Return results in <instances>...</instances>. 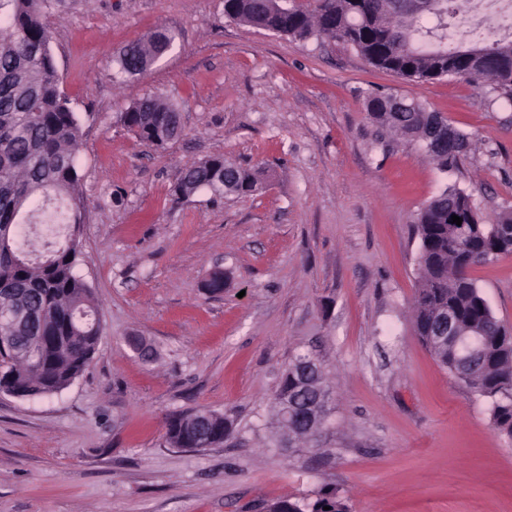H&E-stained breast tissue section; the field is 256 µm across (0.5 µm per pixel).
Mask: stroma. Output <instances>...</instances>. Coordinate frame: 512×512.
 Wrapping results in <instances>:
<instances>
[{
	"mask_svg": "<svg viewBox=\"0 0 512 512\" xmlns=\"http://www.w3.org/2000/svg\"><path fill=\"white\" fill-rule=\"evenodd\" d=\"M46 5L82 121L75 271L103 333L60 393L0 394V512H263L327 491L349 512H512V440L412 322L419 210L457 187L485 223L512 213V101L459 78L403 80L342 42L257 30L224 0ZM159 29L171 49L145 74L121 73V48ZM372 92L417 98L467 134L459 170L380 142ZM148 95L181 112L161 148L119 120ZM210 156L252 168L260 190L176 199L181 171ZM217 270L227 282L213 296ZM470 275L512 328V254ZM299 353L327 372L331 413L312 446L284 450L270 405ZM197 408L228 417L231 435L170 447L168 419Z\"/></svg>",
	"mask_w": 512,
	"mask_h": 512,
	"instance_id": "obj_1",
	"label": "stroma"
}]
</instances>
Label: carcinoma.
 <instances>
[{"instance_id":"obj_1","label":"carcinoma","mask_w":512,"mask_h":512,"mask_svg":"<svg viewBox=\"0 0 512 512\" xmlns=\"http://www.w3.org/2000/svg\"><path fill=\"white\" fill-rule=\"evenodd\" d=\"M45 0H0V304L20 314L2 326L0 336L12 338V348L0 350V384L25 397L54 395L85 371L96 353L102 328L95 313L92 289L75 273L80 254V224L84 220L82 176L76 150L81 120L60 90L52 52V30L43 19ZM467 0H437L434 10L410 16L398 0H310L307 4L270 0H224L227 15L253 28L299 39L330 38L352 45L373 68L411 81L452 76L475 87L493 86L512 101V72L496 77L472 68L467 48H448V16L465 8ZM173 39L159 31L145 41L128 44L116 57L128 75L145 72L170 50ZM489 57L512 60V41L496 40L480 47ZM378 137L423 143L430 130L448 134V118L414 98L396 107L391 95L371 92L364 99ZM121 123L141 142L162 147L182 130L178 107L147 96L120 115ZM443 172L458 168L464 154L443 144L426 150ZM219 158L203 159L185 170L174 192L186 198L200 190L224 194ZM256 174L235 166L228 187L247 194L257 189ZM61 204L68 224L66 242L50 250V261L33 259L15 247L22 224L46 214L52 201ZM477 211L472 195L452 187L424 206L414 224L419 240V278L413 303V326L435 360L457 374L463 347L431 334L440 318L454 316L456 333L471 344L478 364L463 379L473 392L491 401L495 429L512 439V341L500 334L501 321L488 305L469 270L490 258L512 254V214L494 224L448 223L453 214ZM310 358L299 354L282 373L274 395L273 416L291 443H307L315 432L306 429L309 413L324 422L329 385L319 374L312 387L323 393L315 401L298 386L297 369ZM296 397L298 408L282 419L280 404ZM201 411L173 417L166 437L174 448L205 449L224 444L231 423L213 412L205 436L198 435ZM330 510L325 511L323 507ZM269 512H306L296 498L267 502ZM311 512H349L334 493L324 494Z\"/></svg>"}]
</instances>
